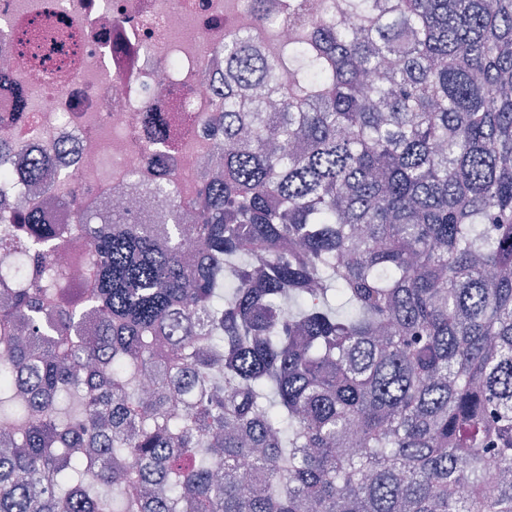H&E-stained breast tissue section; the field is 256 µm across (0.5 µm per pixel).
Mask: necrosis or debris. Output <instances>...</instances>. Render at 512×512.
I'll use <instances>...</instances> for the list:
<instances>
[{
	"label": "necrosis or debris",
	"instance_id": "obj_1",
	"mask_svg": "<svg viewBox=\"0 0 512 512\" xmlns=\"http://www.w3.org/2000/svg\"><path fill=\"white\" fill-rule=\"evenodd\" d=\"M51 17L62 37L78 33L73 64L54 75L33 69L10 44L32 16ZM271 29L259 55L293 27L270 0H0V134L18 143L12 210L38 208L52 224H73L56 199L33 194L28 178L43 152L59 177L96 194L171 180L191 190L216 137L206 116L224 93L225 35Z\"/></svg>",
	"mask_w": 512,
	"mask_h": 512
}]
</instances>
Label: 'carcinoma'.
<instances>
[{
  "mask_svg": "<svg viewBox=\"0 0 512 512\" xmlns=\"http://www.w3.org/2000/svg\"><path fill=\"white\" fill-rule=\"evenodd\" d=\"M281 9L257 82L218 47L222 175L145 191L168 223L48 184L82 279L0 135V512H512V0Z\"/></svg>",
  "mask_w": 512,
  "mask_h": 512,
  "instance_id": "1",
  "label": "carcinoma"
}]
</instances>
